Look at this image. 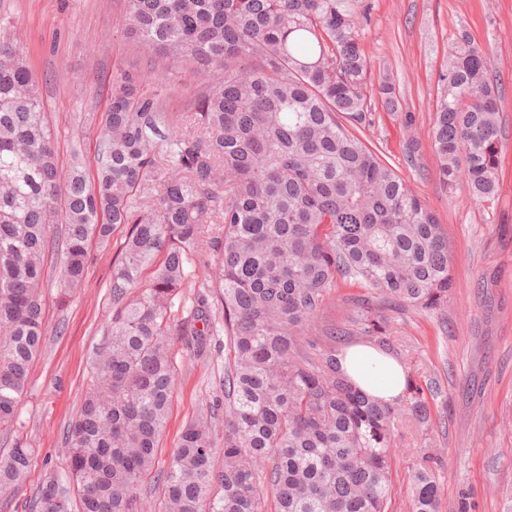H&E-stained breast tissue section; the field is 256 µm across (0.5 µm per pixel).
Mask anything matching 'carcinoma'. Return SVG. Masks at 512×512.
Masks as SVG:
<instances>
[{
  "mask_svg": "<svg viewBox=\"0 0 512 512\" xmlns=\"http://www.w3.org/2000/svg\"><path fill=\"white\" fill-rule=\"evenodd\" d=\"M363 17L359 0H125V31L148 67L113 83L92 176L77 150L59 165L25 52L0 40V434L19 425L42 346L48 259L63 305L84 286L89 242L127 227L66 464L47 474L31 512H139L150 474L158 512H263L268 495L275 512H386L403 422L419 439L411 512H440L426 443L434 416L398 329L448 304V236L355 134L376 106L399 111L388 73L370 87ZM185 68L199 88L188 111L170 112L150 85ZM497 99L484 51L459 32L439 76L432 147L439 182L476 203L499 192ZM193 254L207 291L180 322L174 299ZM343 285L361 293L329 322ZM215 310L224 416L200 408L161 465L172 337L202 351ZM356 344L402 367L398 397L375 399L339 372ZM31 459L19 439L0 452L1 491Z\"/></svg>",
  "mask_w": 512,
  "mask_h": 512,
  "instance_id": "obj_1",
  "label": "carcinoma"
}]
</instances>
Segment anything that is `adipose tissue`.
I'll use <instances>...</instances> for the list:
<instances>
[{
  "label": "adipose tissue",
  "instance_id": "adipose-tissue-1",
  "mask_svg": "<svg viewBox=\"0 0 512 512\" xmlns=\"http://www.w3.org/2000/svg\"><path fill=\"white\" fill-rule=\"evenodd\" d=\"M339 368L355 385L376 398L397 397L405 387L399 364L366 345L349 348L340 356Z\"/></svg>",
  "mask_w": 512,
  "mask_h": 512
}]
</instances>
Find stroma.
<instances>
[{
	"label": "stroma",
	"instance_id": "35a3bbf8",
	"mask_svg": "<svg viewBox=\"0 0 512 512\" xmlns=\"http://www.w3.org/2000/svg\"><path fill=\"white\" fill-rule=\"evenodd\" d=\"M362 2L368 22L358 29L359 44L374 65L389 71L402 103L398 114L376 109L364 134L436 214L452 260L447 306L412 315L402 335L422 367V382L433 390L437 422L431 444L438 455L442 512H456L463 487L472 494L473 512H501L498 489L512 485V0ZM462 30L484 50L499 87L500 190L485 204L439 183L431 148L439 76ZM0 38L17 40L27 54L57 134L60 165H68L77 149L86 169L95 170L97 129L112 80L122 73L142 75L147 59L124 32L120 0H0ZM412 139L420 144L418 152L408 150ZM125 235L121 226L107 247L91 244L85 286L66 307L57 305L54 271L45 275L42 348L18 406V430L0 436V448L21 438L35 453L22 483L0 493V512H30L47 471L65 460L67 426L80 410L88 357L112 308V260ZM224 340L219 317L203 354L173 337L178 376L160 460H167L183 425L201 406L223 405ZM396 444L405 453L394 474L389 512H410L415 438L405 431Z\"/></svg>",
	"mask_w": 512,
	"mask_h": 512
}]
</instances>
